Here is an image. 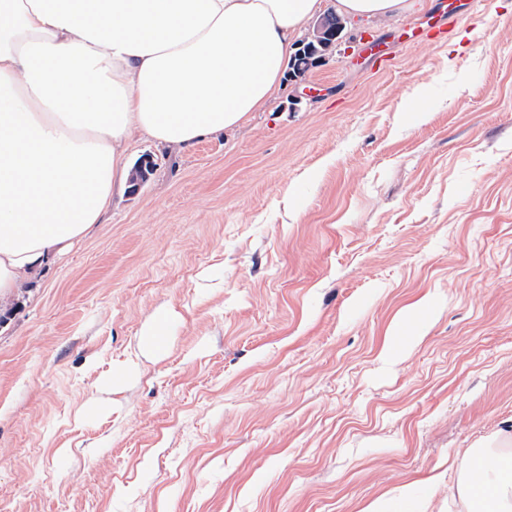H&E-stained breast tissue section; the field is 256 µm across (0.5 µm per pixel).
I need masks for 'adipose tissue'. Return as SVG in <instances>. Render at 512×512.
Segmentation results:
<instances>
[{
    "label": "adipose tissue",
    "instance_id": "adipose-tissue-1",
    "mask_svg": "<svg viewBox=\"0 0 512 512\" xmlns=\"http://www.w3.org/2000/svg\"><path fill=\"white\" fill-rule=\"evenodd\" d=\"M321 0H0V301L99 223L145 134L189 146L281 85ZM466 512H512V425L459 461Z\"/></svg>",
    "mask_w": 512,
    "mask_h": 512
}]
</instances>
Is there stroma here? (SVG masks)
<instances>
[{"label": "stroma", "instance_id": "stroma-1", "mask_svg": "<svg viewBox=\"0 0 512 512\" xmlns=\"http://www.w3.org/2000/svg\"><path fill=\"white\" fill-rule=\"evenodd\" d=\"M469 2L425 46L438 0L349 19L234 130L133 137L141 188L0 304V512H458L512 418V0ZM172 317L165 311L154 315L151 322L146 325L142 334V348L149 353L160 355L165 353L167 346V332Z\"/></svg>", "mask_w": 512, "mask_h": 512}]
</instances>
